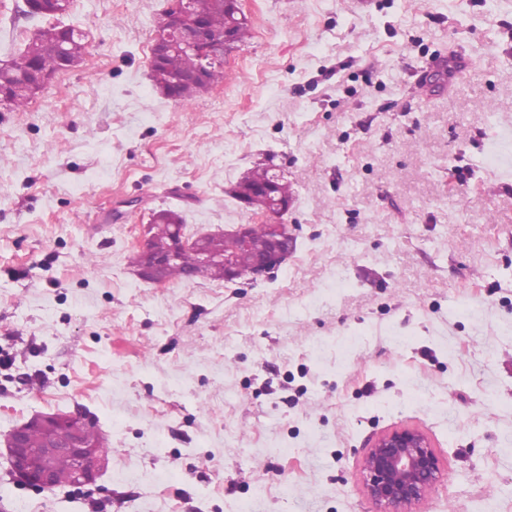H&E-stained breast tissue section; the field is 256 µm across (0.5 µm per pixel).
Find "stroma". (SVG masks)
Listing matches in <instances>:
<instances>
[{"label":"stroma","mask_w":512,"mask_h":512,"mask_svg":"<svg viewBox=\"0 0 512 512\" xmlns=\"http://www.w3.org/2000/svg\"><path fill=\"white\" fill-rule=\"evenodd\" d=\"M164 6L74 0L82 61L0 106V438L79 407L112 447L78 490L0 457V512H372L397 426L440 460L419 512H512V0H243L229 81L188 101L150 75ZM45 25L0 0V59ZM259 164L295 192L284 264L141 279L155 211L258 223L232 189Z\"/></svg>","instance_id":"obj_1"}]
</instances>
